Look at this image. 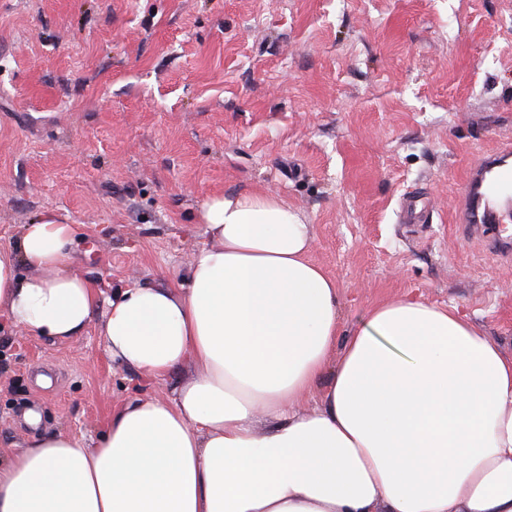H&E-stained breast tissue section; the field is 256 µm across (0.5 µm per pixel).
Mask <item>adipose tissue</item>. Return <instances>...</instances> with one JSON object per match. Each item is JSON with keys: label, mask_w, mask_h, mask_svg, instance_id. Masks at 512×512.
Returning a JSON list of instances; mask_svg holds the SVG:
<instances>
[{"label": "adipose tissue", "mask_w": 512, "mask_h": 512, "mask_svg": "<svg viewBox=\"0 0 512 512\" xmlns=\"http://www.w3.org/2000/svg\"><path fill=\"white\" fill-rule=\"evenodd\" d=\"M199 221L174 286L105 302L68 269L75 225L0 249V315L26 335L74 342L97 318L117 367L193 371L125 402L96 447L32 435L0 460V512H512V355L406 298L343 333L311 225L274 196H213Z\"/></svg>", "instance_id": "1"}]
</instances>
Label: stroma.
<instances>
[{
  "instance_id": "35a3bbf8",
  "label": "stroma",
  "mask_w": 512,
  "mask_h": 512,
  "mask_svg": "<svg viewBox=\"0 0 512 512\" xmlns=\"http://www.w3.org/2000/svg\"><path fill=\"white\" fill-rule=\"evenodd\" d=\"M512 138V0H0V247L54 215L104 292L169 285L214 195L278 196L313 226L343 332L403 296L512 353V264L456 234L471 161ZM433 206L404 224L407 192ZM91 322L76 342L0 318V457L23 420L91 446L137 395Z\"/></svg>"
}]
</instances>
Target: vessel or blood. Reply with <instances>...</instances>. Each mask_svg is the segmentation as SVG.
<instances>
[{
  "label": "vessel or blood",
  "instance_id": "b4317fda",
  "mask_svg": "<svg viewBox=\"0 0 512 512\" xmlns=\"http://www.w3.org/2000/svg\"><path fill=\"white\" fill-rule=\"evenodd\" d=\"M455 217L465 236L491 237L496 250L512 252V238L496 234L497 225L512 219V142H499L492 152L479 155L469 166L456 199ZM431 218L427 202L406 197L402 221L426 224Z\"/></svg>",
  "mask_w": 512,
  "mask_h": 512
}]
</instances>
